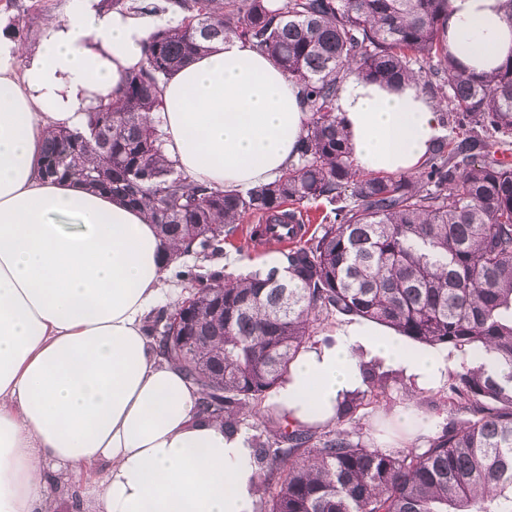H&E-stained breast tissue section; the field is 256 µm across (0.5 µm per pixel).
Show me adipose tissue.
<instances>
[{
    "instance_id": "ef3b65f1",
    "label": "adipose tissue",
    "mask_w": 512,
    "mask_h": 512,
    "mask_svg": "<svg viewBox=\"0 0 512 512\" xmlns=\"http://www.w3.org/2000/svg\"><path fill=\"white\" fill-rule=\"evenodd\" d=\"M163 20L70 0L26 53L0 31V512H257L254 449L198 412L201 390L160 354L146 322L165 297L169 245L136 207L47 176L48 134L84 127L116 91ZM448 46L487 73L512 56L503 0H449ZM164 151L197 183L244 191L296 156L310 114L300 85L231 37L166 77ZM336 115L358 168L417 172L445 136L411 82L350 74ZM376 359L412 385L454 361L410 350L393 330L340 325L291 365L272 404L287 422L332 426Z\"/></svg>"
}]
</instances>
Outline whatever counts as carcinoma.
Returning a JSON list of instances; mask_svg holds the SVG:
<instances>
[{
  "mask_svg": "<svg viewBox=\"0 0 512 512\" xmlns=\"http://www.w3.org/2000/svg\"><path fill=\"white\" fill-rule=\"evenodd\" d=\"M142 15L171 12L128 71L117 98L87 113L101 136L58 130L44 167L140 208L174 246L168 262L222 251L248 217L254 243L276 240L282 266L216 270L193 292L197 340L171 347L186 305L147 321L160 353L203 392L202 412L237 428L309 348L321 317L356 316L462 357L448 377V424L425 448H371L341 428L366 393L393 376L364 369L366 389L341 402L327 431L282 425L253 436L263 512H512V165L488 150L512 138V57L475 74L448 51V0H103ZM235 36L272 57L303 88L310 122L297 157L245 193L177 173L164 154L160 83ZM424 86L455 117L419 175L365 173L336 116L344 76ZM332 208L311 235L304 205ZM470 418L457 421L455 415Z\"/></svg>",
  "mask_w": 512,
  "mask_h": 512,
  "instance_id": "obj_1",
  "label": "carcinoma"
}]
</instances>
